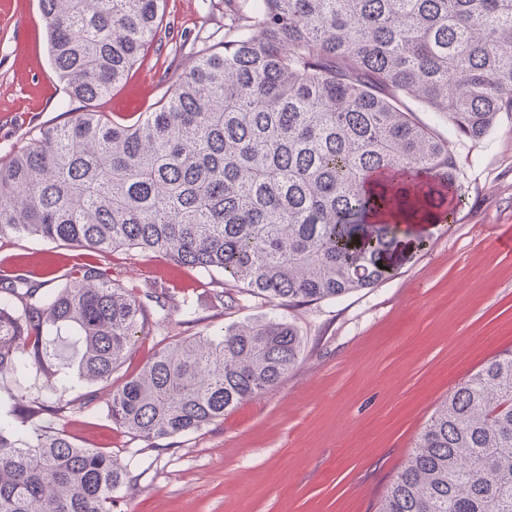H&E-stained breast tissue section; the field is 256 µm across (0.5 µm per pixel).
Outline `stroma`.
Segmentation results:
<instances>
[{"mask_svg": "<svg viewBox=\"0 0 512 512\" xmlns=\"http://www.w3.org/2000/svg\"><path fill=\"white\" fill-rule=\"evenodd\" d=\"M224 0H164L162 39L112 91L90 102L105 116L137 117L168 94L167 77L190 69L202 44L224 41ZM72 104L51 66L39 0H0V159L42 126L67 120ZM461 190L448 224L414 253L409 227L392 275L372 288L281 314L298 330V365L272 390L224 419L157 451L95 411L73 409L62 427L86 448L111 453L134 479L112 512H376L418 434L448 391L512 347V115L484 139H455ZM71 247L36 238L0 242V275L23 267L39 279L64 275ZM128 289L174 288L196 311L169 335L140 337L114 373H138L160 347L267 313L246 299L217 307L213 291L235 293L224 275L136 250L99 255Z\"/></svg>", "mask_w": 512, "mask_h": 512, "instance_id": "obj_1", "label": "stroma"}]
</instances>
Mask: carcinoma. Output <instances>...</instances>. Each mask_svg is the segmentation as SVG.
Wrapping results in <instances>:
<instances>
[{
  "label": "carcinoma",
  "mask_w": 512,
  "mask_h": 512,
  "mask_svg": "<svg viewBox=\"0 0 512 512\" xmlns=\"http://www.w3.org/2000/svg\"><path fill=\"white\" fill-rule=\"evenodd\" d=\"M162 3L40 0L70 100L123 81ZM170 81L134 121L78 107L0 159V240L140 249L274 307L342 298L390 276L404 224L453 214L449 136L481 140L512 114V0H237L223 48ZM173 300L94 262L58 284L19 268L0 278V373L57 392L49 357L67 332L76 382L110 385L138 337L196 322ZM302 345L270 315L186 338L112 388L101 415L167 450L276 387ZM69 413L25 392L0 411V512H112L129 471L52 425ZM377 512H512V348L439 402Z\"/></svg>",
  "instance_id": "obj_1"
}]
</instances>
